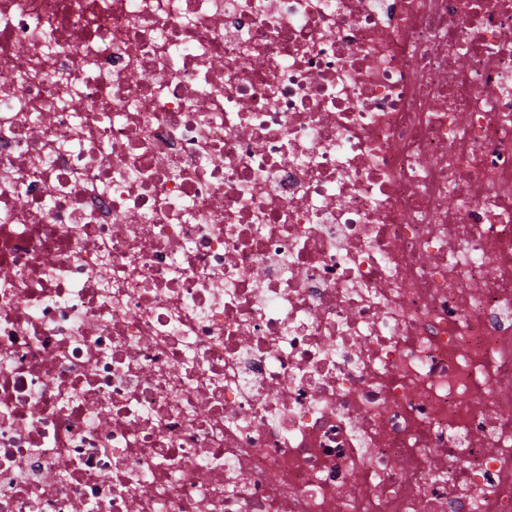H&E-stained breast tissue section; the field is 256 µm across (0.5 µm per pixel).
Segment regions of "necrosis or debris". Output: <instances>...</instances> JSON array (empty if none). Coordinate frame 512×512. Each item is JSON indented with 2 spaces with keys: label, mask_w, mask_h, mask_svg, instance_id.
Here are the masks:
<instances>
[{
  "label": "necrosis or debris",
  "mask_w": 512,
  "mask_h": 512,
  "mask_svg": "<svg viewBox=\"0 0 512 512\" xmlns=\"http://www.w3.org/2000/svg\"><path fill=\"white\" fill-rule=\"evenodd\" d=\"M0 512H512V0H0Z\"/></svg>",
  "instance_id": "obj_1"
}]
</instances>
